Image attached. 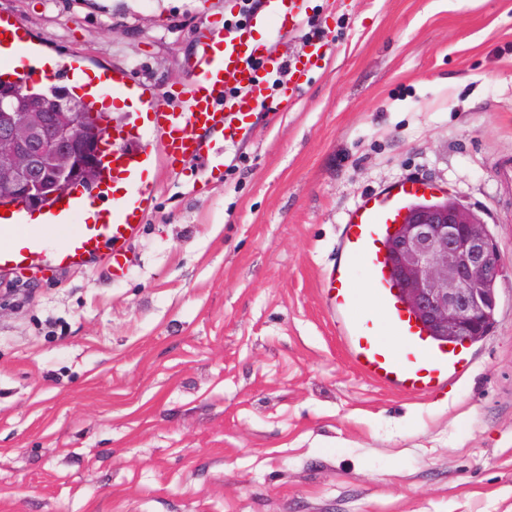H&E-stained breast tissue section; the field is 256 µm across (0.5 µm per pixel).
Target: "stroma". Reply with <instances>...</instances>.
<instances>
[{
    "label": "stroma",
    "instance_id": "35a3bbf8",
    "mask_svg": "<svg viewBox=\"0 0 512 512\" xmlns=\"http://www.w3.org/2000/svg\"><path fill=\"white\" fill-rule=\"evenodd\" d=\"M262 0H0L52 56L170 92ZM331 46L267 79L221 178L160 168L126 276L0 273V512H512V0H305ZM476 213L503 273L447 389L352 364L322 279L363 196Z\"/></svg>",
    "mask_w": 512,
    "mask_h": 512
}]
</instances>
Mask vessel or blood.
Wrapping results in <instances>:
<instances>
[{
	"mask_svg": "<svg viewBox=\"0 0 512 512\" xmlns=\"http://www.w3.org/2000/svg\"><path fill=\"white\" fill-rule=\"evenodd\" d=\"M303 0H264L263 7L235 34L216 28L203 36L188 65L190 80L184 109L163 104L160 93L135 83L120 69L91 70L78 59H46L39 45L12 16L0 14V81L27 80L45 86L64 80L93 111L102 115L100 172L92 191L75 188L55 196L31 223L26 206L7 202L0 214V272L44 275L79 267L101 257L111 278L125 275L128 244L136 236L151 199L159 167L179 172L183 162L205 159L204 139L229 140L247 127L253 110L266 99L264 75L326 56L323 37L308 40L303 61H284L251 35L260 28L282 36L301 28ZM237 95H229V88ZM126 106L125 120L112 118L111 102ZM428 185L406 179L363 197L349 209L339 228L335 269L324 279L326 307L335 315L344 344L358 370L388 388L414 395L446 389L463 376L470 362L463 348L447 347L417 321L394 280L385 243L401 224L411 203ZM108 209H96L100 199ZM361 262L372 284L376 307L363 310L351 282L350 267ZM397 336L392 351L381 329Z\"/></svg>",
	"mask_w": 512,
	"mask_h": 512,
	"instance_id": "1",
	"label": "vessel or blood"
}]
</instances>
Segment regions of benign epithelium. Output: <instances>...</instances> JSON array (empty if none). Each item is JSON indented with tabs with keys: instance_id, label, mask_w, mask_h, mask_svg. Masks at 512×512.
<instances>
[{
	"instance_id": "obj_1",
	"label": "benign epithelium",
	"mask_w": 512,
	"mask_h": 512,
	"mask_svg": "<svg viewBox=\"0 0 512 512\" xmlns=\"http://www.w3.org/2000/svg\"><path fill=\"white\" fill-rule=\"evenodd\" d=\"M98 154L66 97L51 111L35 101L0 108V192L26 201L48 187L59 195L96 177ZM386 253L406 302L435 337L477 342L488 333L502 265L469 208L449 199L413 205Z\"/></svg>"
}]
</instances>
